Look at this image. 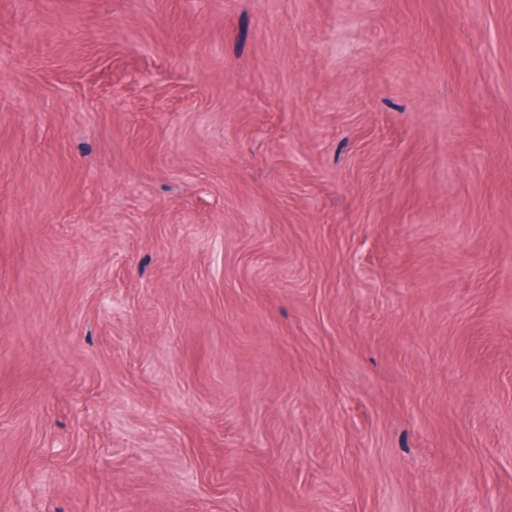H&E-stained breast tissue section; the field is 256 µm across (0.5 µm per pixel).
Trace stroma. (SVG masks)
Segmentation results:
<instances>
[{"label": "stroma", "mask_w": 512, "mask_h": 512, "mask_svg": "<svg viewBox=\"0 0 512 512\" xmlns=\"http://www.w3.org/2000/svg\"><path fill=\"white\" fill-rule=\"evenodd\" d=\"M0 512H512V0H0Z\"/></svg>", "instance_id": "35a3bbf8"}]
</instances>
